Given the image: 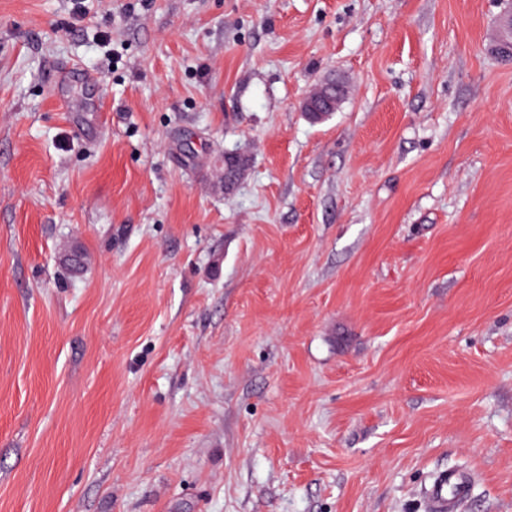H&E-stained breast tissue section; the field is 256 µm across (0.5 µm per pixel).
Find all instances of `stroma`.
I'll return each instance as SVG.
<instances>
[{"mask_svg": "<svg viewBox=\"0 0 512 512\" xmlns=\"http://www.w3.org/2000/svg\"><path fill=\"white\" fill-rule=\"evenodd\" d=\"M511 8L0 0V512H512ZM335 91V85L332 86L331 83H326L322 85V92H314L311 95L306 96L301 103V108L304 111H326L331 110L335 103V97L331 95V89ZM467 498V485L459 473L452 469L436 474L425 489L426 508L429 512H460Z\"/></svg>", "mask_w": 512, "mask_h": 512, "instance_id": "obj_1", "label": "stroma"}]
</instances>
